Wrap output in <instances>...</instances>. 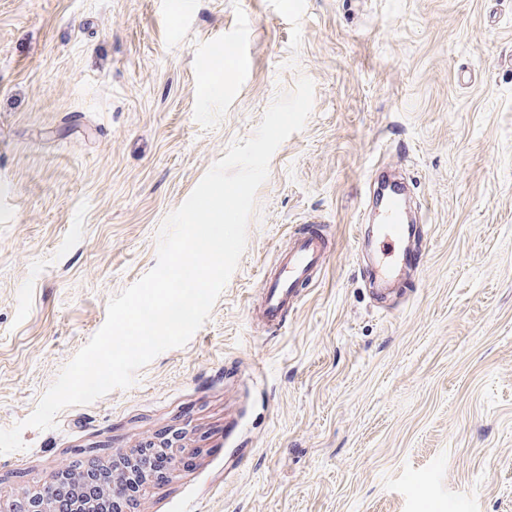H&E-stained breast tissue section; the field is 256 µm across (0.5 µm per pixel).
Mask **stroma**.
<instances>
[{"instance_id": "35a3bbf8", "label": "stroma", "mask_w": 512, "mask_h": 512, "mask_svg": "<svg viewBox=\"0 0 512 512\" xmlns=\"http://www.w3.org/2000/svg\"><path fill=\"white\" fill-rule=\"evenodd\" d=\"M303 77L312 112L208 319L130 387L24 429L0 498L177 438L135 512H512V0H0V429ZM379 165L422 217L420 271L382 300L356 231ZM310 220L332 250L266 327L260 270Z\"/></svg>"}]
</instances>
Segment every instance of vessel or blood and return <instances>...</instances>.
<instances>
[{
    "instance_id": "obj_1",
    "label": "vessel or blood",
    "mask_w": 512,
    "mask_h": 512,
    "mask_svg": "<svg viewBox=\"0 0 512 512\" xmlns=\"http://www.w3.org/2000/svg\"><path fill=\"white\" fill-rule=\"evenodd\" d=\"M407 202L406 192L391 195L374 226L377 254L368 275L381 286L399 280L404 270L420 266L418 253L405 245ZM330 244L324 225L314 221L292 236L288 248L277 253L273 269L264 277L262 317L267 324H281L303 287L318 276Z\"/></svg>"
}]
</instances>
